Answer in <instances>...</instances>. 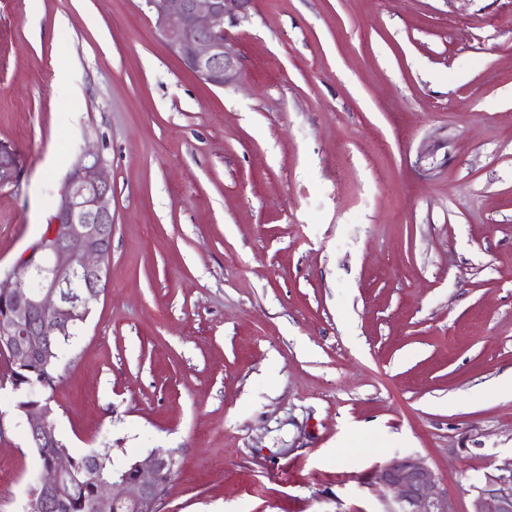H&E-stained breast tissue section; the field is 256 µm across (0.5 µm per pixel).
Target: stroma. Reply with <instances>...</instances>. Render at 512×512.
I'll return each instance as SVG.
<instances>
[{
	"label": "stroma",
	"mask_w": 512,
	"mask_h": 512,
	"mask_svg": "<svg viewBox=\"0 0 512 512\" xmlns=\"http://www.w3.org/2000/svg\"><path fill=\"white\" fill-rule=\"evenodd\" d=\"M231 32L224 89L143 0H0V272L86 150L112 182L108 288L37 397L71 455L171 454L160 512H384L405 455L470 512L512 469V0H252ZM19 176V165L14 148L5 143L0 145V185L14 183Z\"/></svg>",
	"instance_id": "35a3bbf8"
}]
</instances>
